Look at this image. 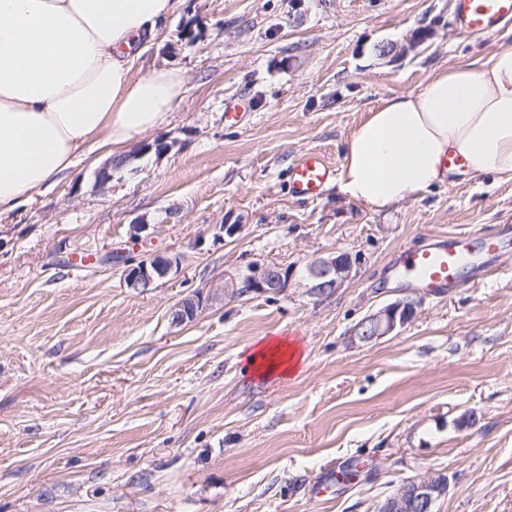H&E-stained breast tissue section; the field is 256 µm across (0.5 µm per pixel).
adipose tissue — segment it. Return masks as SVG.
<instances>
[{"label": "adipose tissue", "mask_w": 512, "mask_h": 512, "mask_svg": "<svg viewBox=\"0 0 512 512\" xmlns=\"http://www.w3.org/2000/svg\"><path fill=\"white\" fill-rule=\"evenodd\" d=\"M175 0H0V215L33 201L99 142L120 150L162 127L184 78L130 73V50L155 35ZM463 168L449 166L448 157ZM512 179V49L383 98L348 137L340 191L372 209L395 206L457 173ZM265 378L304 357L274 338L245 353Z\"/></svg>", "instance_id": "ef3b65f1"}]
</instances>
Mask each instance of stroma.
I'll return each instance as SVG.
<instances>
[{"mask_svg": "<svg viewBox=\"0 0 512 512\" xmlns=\"http://www.w3.org/2000/svg\"><path fill=\"white\" fill-rule=\"evenodd\" d=\"M452 2L181 0L134 48L133 75L176 68L186 83L167 123L123 150L170 149L99 192L100 147L0 215V512H378L437 473L435 512H512V250L501 275L422 295L399 333L350 340L409 297L377 286L395 251L512 225V180L460 175L379 211L334 182L313 201L288 191L302 152L341 165L378 100L512 48V22L454 35ZM237 100L245 117L225 120ZM331 253L351 278L310 295L306 264ZM155 255L181 264L127 288L126 263ZM266 263L288 268L287 288L238 292ZM195 293L197 319L172 324ZM275 336L304 363L253 378L244 353ZM333 470L348 479L325 485Z\"/></svg>", "mask_w": 512, "mask_h": 512, "instance_id": "1", "label": "stroma"}]
</instances>
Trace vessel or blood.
Here are the masks:
<instances>
[{
	"instance_id": "obj_1",
	"label": "vessel or blood",
	"mask_w": 512,
	"mask_h": 512,
	"mask_svg": "<svg viewBox=\"0 0 512 512\" xmlns=\"http://www.w3.org/2000/svg\"><path fill=\"white\" fill-rule=\"evenodd\" d=\"M454 30L464 35H490L512 20V0H453ZM336 168L323 153H302L288 172L289 189L303 200L318 198ZM512 239V225L497 229L475 224L465 232L439 235L417 250L400 252L392 267L405 287L444 297L483 283L499 269L496 259L505 241Z\"/></svg>"
}]
</instances>
